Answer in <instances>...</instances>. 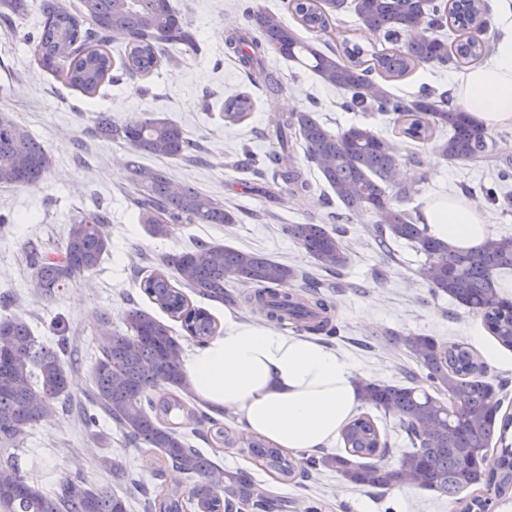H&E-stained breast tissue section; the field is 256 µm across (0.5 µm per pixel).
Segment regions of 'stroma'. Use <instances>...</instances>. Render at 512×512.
Returning <instances> with one entry per match:
<instances>
[{"instance_id": "1", "label": "stroma", "mask_w": 512, "mask_h": 512, "mask_svg": "<svg viewBox=\"0 0 512 512\" xmlns=\"http://www.w3.org/2000/svg\"><path fill=\"white\" fill-rule=\"evenodd\" d=\"M174 2L195 29L199 51H184L177 64H161L148 76H128L104 85L93 98L82 96L38 63L32 43L25 40L38 11L18 17L13 28L0 27V87L9 92L8 97H0V112L10 113L26 126L53 158L51 170L39 186H0V297L9 299L8 306H0V317L23 315L35 336L50 344L57 340L55 321L68 322L78 355L69 371L70 391L83 395L92 387V366L101 350V313L111 314L116 332L124 331V317L131 307L159 315V308L138 286L141 277L163 256L205 240L259 252L320 281L341 327L339 336L328 339L327 344L350 362L359 378L392 383L407 380L417 366L403 346L388 341L386 334L412 332L471 347L483 357L487 378L503 384L512 395V350L499 346L479 317L448 297L432 293L420 274L422 258L408 244H394L393 258H385L367 230L372 216H356L347 224L348 268L339 278L322 272L287 232L291 224H335L337 207L325 204L319 174L311 176L312 192L296 199L285 184L273 183L271 176L245 175L230 167L243 148L263 153L267 120L275 112L311 107L330 130L365 123L387 137L395 134L391 117L346 110L341 91L279 56L270 57L266 66L278 76L282 91L251 90L244 71L224 53V33L248 27V9L276 12L282 0ZM457 74L454 67L424 64L393 82L391 90L412 97L426 87L449 89ZM246 90L253 93V111L242 122H224L219 104ZM100 112L118 122L155 113L180 125L186 137L201 147L204 163L148 156L145 164L164 168L173 182L192 184L224 203L237 212L238 222L175 224L168 236L149 235L131 202L133 189L125 166L129 149L93 133V119ZM417 154V162H399L405 178L419 188L401 207L416 215L426 199L439 195L468 192L481 203L482 186L490 185L496 174L490 165L448 162L428 145L419 146ZM268 185L275 199L260 195V187ZM97 211L105 213V231L111 239L99 266L59 293L42 295L32 286L30 248L47 255L57 252L73 217ZM196 446L224 467L249 471L261 488L282 498L319 503L321 512H459L456 503L438 492L368 490L330 471L283 482L249 462L237 449L201 440ZM16 455L23 473L46 487L79 471L92 485L109 486L119 494L128 492V485L118 484L103 465L106 457L121 458L131 477L151 490L176 487L185 492L192 486L183 474L171 469L162 479H154L146 455L127 446L111 422L100 421L91 433L63 412L29 429Z\"/></svg>"}]
</instances>
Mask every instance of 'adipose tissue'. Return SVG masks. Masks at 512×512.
<instances>
[{
	"label": "adipose tissue",
	"mask_w": 512,
	"mask_h": 512,
	"mask_svg": "<svg viewBox=\"0 0 512 512\" xmlns=\"http://www.w3.org/2000/svg\"><path fill=\"white\" fill-rule=\"evenodd\" d=\"M489 2L494 59L458 75L455 97L490 130L512 126V0ZM423 221L458 248L479 246L489 234L465 199H430ZM182 368L198 399L233 410L246 433L299 453L329 447L361 404L356 372L346 359L313 337L252 322H229Z\"/></svg>",
	"instance_id": "ef3b65f1"
}]
</instances>
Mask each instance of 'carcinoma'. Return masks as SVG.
<instances>
[{"label": "carcinoma", "instance_id": "obj_1", "mask_svg": "<svg viewBox=\"0 0 512 512\" xmlns=\"http://www.w3.org/2000/svg\"><path fill=\"white\" fill-rule=\"evenodd\" d=\"M347 0H288L287 8L309 32L325 35L346 9ZM29 0H0V21L28 11ZM43 20L28 36L39 63L63 76L73 88L95 95L105 80L114 79L115 66L107 46L120 39L125 52L120 69L129 75H149L160 67L164 52L184 45L197 49L195 35L172 0H80L79 4L44 0ZM361 23L391 44L368 52L358 43L343 42L342 52L322 49L303 38L281 14L251 12L253 28L232 29L225 37L227 53L234 56L250 83L269 93L282 89L280 80L265 66L275 54L311 70L323 83L344 92L346 108L394 116L403 140L429 144L451 162L481 163L494 157L493 141L484 126L450 101L448 91L426 88L412 98L395 96L388 82L402 78L423 63L459 67L476 63L491 52L483 37L486 21L483 0H353ZM248 92L224 100L220 112L227 122H240L253 110ZM95 131L103 139L129 146L126 160L134 204L153 237H165L173 224H233L235 214L195 186L175 185L166 170L146 166L142 155L203 161L196 144L181 127L155 114L131 117L122 124L99 113ZM303 141L305 157L315 165L341 208V218L369 213L372 235L390 252L405 241L424 258L421 271L433 294L446 295L456 305L476 314L501 346L512 349V298L498 282V274L512 272V236L489 235L478 247L458 251L434 237L420 218L392 203L419 192L401 184L395 175L399 142L369 125H352L334 133L316 112L276 113L269 120L266 138L274 148L262 157L250 151L231 164L240 172H271L288 183L294 197L309 193L312 184L293 159L292 135ZM51 156L22 124L0 113V184L30 188L41 184ZM512 167L498 169L483 196L490 207L512 212ZM102 213H80L69 224L66 240L54 256L32 252L34 286L52 295L98 266L110 247ZM346 228L325 224H290L288 234L322 269L338 275L349 266L344 243ZM160 265L173 270L152 271L140 289L162 312L181 323L198 346L207 345L217 325L203 308L190 305L187 292L227 307L239 306L235 284L256 287L252 304L280 323L332 338L340 333L320 284L300 270L261 253L229 245L197 242L182 253L166 256ZM101 356L93 367L91 407L71 399L69 368L75 352L57 325L59 339L44 344L33 336L18 314L0 318V512H128V500L107 486L93 487L78 474L66 476L46 489L29 480L17 457L2 455L26 436L28 429L55 415L72 412L87 428L96 426L97 412L115 423L135 448L157 449L160 458L150 463L155 476L171 467L194 479L191 496L200 512H288V501L257 487L244 469L227 470L194 447L190 437H201L236 448L256 465L282 480L328 470L356 486L387 490L395 481L432 490L459 501L475 487L463 512H488L493 500L512 493V442H507L512 416L500 415L502 385L487 379L478 356L459 343H447L418 333L390 336L418 363L422 376L405 383L359 381L366 408L398 417L397 426L409 439L396 468L382 464L390 452L367 412L353 417L341 430L344 452L297 461L261 440H247L219 426L217 419L190 409L176 395L188 393L174 330L144 309L134 307L125 316L126 333L112 332V317L101 313ZM427 383L428 387L421 386ZM186 412L207 426V434L182 431L172 420ZM498 448V458L486 467L487 452ZM146 512H184L181 495L168 490L156 496L135 486Z\"/></svg>", "mask_w": 512, "mask_h": 512}]
</instances>
